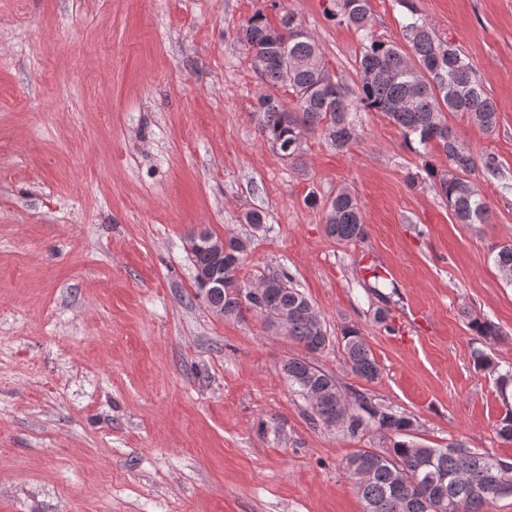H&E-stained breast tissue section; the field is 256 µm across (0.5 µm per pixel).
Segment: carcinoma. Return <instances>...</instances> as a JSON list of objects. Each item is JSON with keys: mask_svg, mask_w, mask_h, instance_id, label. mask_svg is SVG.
Segmentation results:
<instances>
[{"mask_svg": "<svg viewBox=\"0 0 512 512\" xmlns=\"http://www.w3.org/2000/svg\"><path fill=\"white\" fill-rule=\"evenodd\" d=\"M334 4L337 21L363 36L355 58L354 89L332 77L308 31L294 36L290 23L297 18L295 13H284L274 26L259 9L238 28L237 42L252 58V66H261L259 78L271 89L256 108L264 142L293 161L301 157L308 135L317 131L336 150H348L358 142L357 113L380 112L401 130L411 151L424 159L423 171L438 182L459 222H485L487 206L476 186L463 177L439 174L428 161L429 149L436 146L456 170L467 174L476 167L472 153L461 147L448 127L446 113L461 112L485 131L497 124L495 104L473 80L472 64L458 49L436 40L413 15L402 26L411 49L407 53L395 40L366 36L370 0H334ZM323 209L330 237L346 243L366 237L361 207L350 192H336ZM251 243L248 237L224 236V290L213 295L224 309V318L241 320L250 312L281 310L288 315V337L310 353L323 351L330 344L327 330L287 273L260 276L259 280L278 285L251 297L234 292L238 286L248 287L240 271ZM492 254L501 279L512 285V243L494 247ZM469 327L483 339L498 337L488 320L474 319ZM343 339L350 371L367 382L379 379L380 366L361 332L349 329ZM473 356L478 369L497 374V389L507 411L496 424V434L512 442V366L501 373L484 350H475ZM282 370L299 395L306 396L308 388L324 392L321 401L309 403L313 423L334 422L353 438L375 430L390 439L391 447L361 449L343 465L363 501V512H486L490 503L512 497V461L473 450L462 441L446 448L414 441L415 424L409 414L361 394L347 398L336 379L305 356L286 360Z\"/></svg>", "mask_w": 512, "mask_h": 512, "instance_id": "obj_1", "label": "carcinoma"}]
</instances>
